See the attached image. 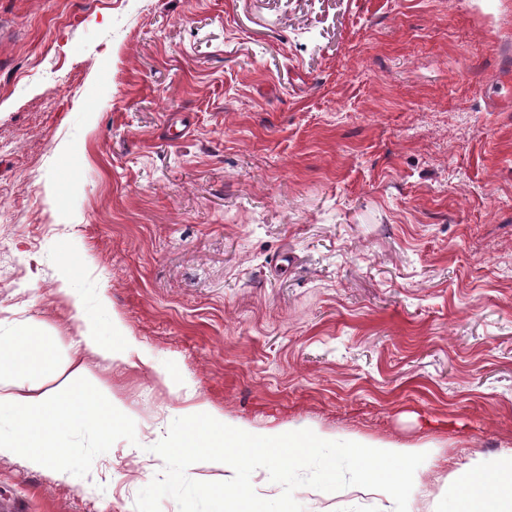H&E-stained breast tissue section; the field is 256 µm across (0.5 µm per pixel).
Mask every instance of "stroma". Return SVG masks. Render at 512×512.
<instances>
[{"mask_svg":"<svg viewBox=\"0 0 512 512\" xmlns=\"http://www.w3.org/2000/svg\"><path fill=\"white\" fill-rule=\"evenodd\" d=\"M512 0H0V328L136 423L0 512H135L190 386L252 432L430 448L415 512L512 456ZM71 265L76 299L58 292ZM304 512H389L367 489ZM115 336H118L119 343L114 340L105 341L99 336L96 327L90 322L86 324L85 330L80 338L75 342L73 357L70 359L72 368L70 377L75 380H81L86 374L83 364V355L85 352H93L104 359L124 358L130 352L137 350L135 344L126 337L123 326L119 321L113 324Z\"/></svg>","mask_w":512,"mask_h":512,"instance_id":"obj_1","label":"stroma"}]
</instances>
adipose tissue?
Instances as JSON below:
<instances>
[{
    "label": "adipose tissue",
    "mask_w": 512,
    "mask_h": 512,
    "mask_svg": "<svg viewBox=\"0 0 512 512\" xmlns=\"http://www.w3.org/2000/svg\"><path fill=\"white\" fill-rule=\"evenodd\" d=\"M116 341L101 339L94 325H87L74 345L70 360L71 375L77 386L67 391L42 392L38 381L54 365L53 347L42 326L25 321L12 336H0V382L14 378L29 380L30 385L6 394L0 393V411H8L10 432H0V457L23 459L34 469L59 465L71 454L65 434L83 422L91 426L100 442H109L126 419L123 408L112 397L100 396L84 385L85 353L116 359L135 351L121 324H114ZM451 512H512V460L504 462L496 478L485 477L478 469L453 489Z\"/></svg>",
    "instance_id": "ef3b65f1"
}]
</instances>
